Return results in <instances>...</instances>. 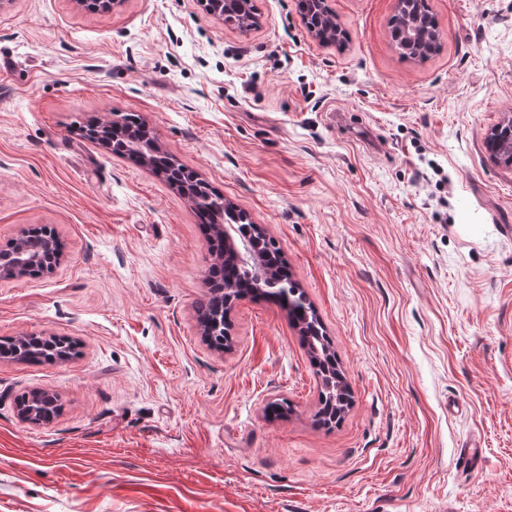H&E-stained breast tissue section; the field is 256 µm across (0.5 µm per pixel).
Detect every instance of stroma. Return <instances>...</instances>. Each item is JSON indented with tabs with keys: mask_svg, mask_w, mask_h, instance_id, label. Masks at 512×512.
Returning <instances> with one entry per match:
<instances>
[{
	"mask_svg": "<svg viewBox=\"0 0 512 512\" xmlns=\"http://www.w3.org/2000/svg\"><path fill=\"white\" fill-rule=\"evenodd\" d=\"M328 3L345 46L298 0H256L247 31L201 0H0V246H62L0 279V339L78 344L0 358V512H512V163L486 149L512 0H428L424 60L391 39L397 0ZM126 112L281 246L352 393L333 428L285 310L235 301L230 348L205 341L207 225L80 131ZM33 389L50 422L19 417ZM311 0H300V8L301 11L308 19V24L315 26L317 31L319 33H324L329 40H332L336 36V26L337 23L334 24L332 18L325 17L323 14H320L318 11L312 12V9L310 7ZM311 33H314L316 36L320 37V35L317 34L316 29L313 27L308 28Z\"/></svg>",
	"mask_w": 512,
	"mask_h": 512,
	"instance_id": "1",
	"label": "stroma"
}]
</instances>
